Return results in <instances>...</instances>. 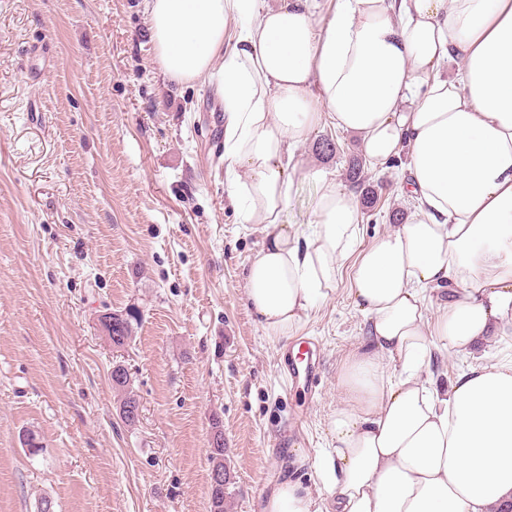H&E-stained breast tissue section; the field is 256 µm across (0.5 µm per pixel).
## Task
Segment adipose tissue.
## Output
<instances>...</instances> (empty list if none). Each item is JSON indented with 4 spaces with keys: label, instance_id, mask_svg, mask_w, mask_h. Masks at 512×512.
I'll use <instances>...</instances> for the list:
<instances>
[{
    "label": "adipose tissue",
    "instance_id": "1",
    "mask_svg": "<svg viewBox=\"0 0 512 512\" xmlns=\"http://www.w3.org/2000/svg\"><path fill=\"white\" fill-rule=\"evenodd\" d=\"M169 79H216L228 197L264 243L245 301L288 338L342 274L368 343L311 490L284 478L265 512H512V362L434 385V352L512 334V0H147ZM457 66L454 77L443 65ZM369 165L405 156L402 223L359 248L362 214L296 150L323 116ZM316 188L314 221L283 214ZM447 297L427 319L426 294ZM315 186L306 182L299 186L288 204L284 214V222L295 228L304 229L313 220V202Z\"/></svg>",
    "mask_w": 512,
    "mask_h": 512
}]
</instances>
